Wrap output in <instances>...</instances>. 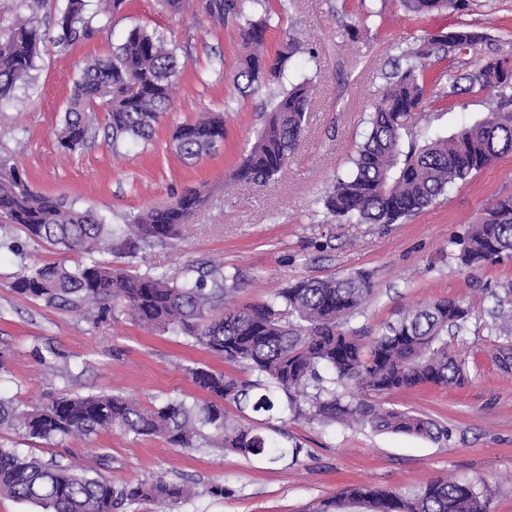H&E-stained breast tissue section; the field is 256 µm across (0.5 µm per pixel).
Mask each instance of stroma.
Wrapping results in <instances>:
<instances>
[{
	"label": "stroma",
	"mask_w": 512,
	"mask_h": 512,
	"mask_svg": "<svg viewBox=\"0 0 512 512\" xmlns=\"http://www.w3.org/2000/svg\"><path fill=\"white\" fill-rule=\"evenodd\" d=\"M269 54L286 34L301 50L287 63L290 82L312 79L305 133L281 175L266 183L235 180L234 173L262 125L261 112L274 89L240 93L234 85L241 55L238 24L209 21L203 11L167 13L159 0H124L97 38L60 55L55 24L64 0H40L39 55L27 82L0 103V153L10 154L32 188L91 209L113 228L148 206H158L187 187L207 193L182 239L148 248L131 260L137 273L179 277L189 266L220 265L235 277L230 303L246 308L268 302L295 280L362 273L373 292L352 320L365 338L413 307L461 300L470 308L465 330L453 343L465 381L420 386L386 396L387 406L422 415L446 427L439 439L381 433L370 427L329 428L302 417L273 419L297 461L269 464L200 445L175 448L121 426L89 438L31 439L0 429V446L60 464L104 457L98 474L114 484L186 480L193 498L176 512H306L350 485L408 491L437 478L485 480L490 487L512 478V370L497 358L512 348V331L500 315L499 298L512 287V258L474 274L461 271L456 240L497 203L512 196V154L453 185L432 205L400 224L336 223L317 200L343 174L366 131L365 119L395 61L427 34L464 22L485 39L462 55L438 54L424 70L426 103L411 125L417 138L452 133L465 120L484 115L491 100L472 91L443 97L451 77L475 72L493 55H512V0H469L466 10L413 16L398 0H270ZM367 30L351 38L349 28ZM164 33L181 63L174 106L149 144L113 152L103 136L66 155L57 133L77 66L111 57L133 28ZM224 111V143L194 165L176 154L172 133L198 113ZM0 236L20 248L0 251V397L23 409L61 396L120 393L150 407L200 397L186 370L209 367L240 379L248 371L213 357L192 340L151 331L120 309L99 318L15 294L11 284L22 265L66 261L59 247L29 241L17 225ZM224 485V496L210 494ZM492 512H512V493L497 490Z\"/></svg>",
	"instance_id": "1"
}]
</instances>
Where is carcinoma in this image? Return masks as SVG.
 I'll return each instance as SVG.
<instances>
[{
	"instance_id": "obj_1",
	"label": "carcinoma",
	"mask_w": 512,
	"mask_h": 512,
	"mask_svg": "<svg viewBox=\"0 0 512 512\" xmlns=\"http://www.w3.org/2000/svg\"><path fill=\"white\" fill-rule=\"evenodd\" d=\"M124 0H100L87 13L86 0H66L56 25L58 53L68 54L92 39L97 16L109 18ZM209 17L225 23L243 21L239 35L244 54L235 81L254 91L282 83L287 62L298 50L288 36L271 60L265 55L269 12L247 16V4L263 7L268 0H199ZM416 16L459 11L466 0H400ZM483 34L463 25L430 37L405 56L389 75L372 105L370 130L351 159V168L337 177L323 207L336 222L400 224L501 156L512 153V58L486 60L459 80L449 94L479 86L494 106L486 116L462 125L449 136L421 142L407 128L408 119L424 103V60L435 51L462 52ZM40 35L33 17L0 27V101L13 96L16 84L34 68ZM179 66L176 48L164 35L138 28L105 60L87 64L74 81L60 130V146L68 153L83 150L96 133V112L103 107L112 148L150 140L159 118L172 108ZM311 88L289 85L274 96L255 142L235 172L244 182L268 181L292 159L304 132ZM180 158L193 164L214 154L224 142V115L203 113L174 132ZM204 203L201 192L188 188L169 203L130 216L122 233L93 211L78 209L61 197L34 191L8 155L0 154V217L22 227L30 240L58 245L83 256L73 266L48 263L24 267L12 283L14 291L48 305L90 314L122 305L140 325L192 339L214 356L241 365L255 375L242 381L206 367L190 369L193 383L206 394L187 404L167 402L146 408L120 395L62 397L32 411L0 398V427L30 438L65 440L90 437L114 425L145 436L160 437L180 448H194L199 439L214 448L271 464L297 460L301 449L288 447L260 426L232 422L224 402L273 418L289 412L307 416L324 427L360 423L372 429L437 439L448 434L436 422L384 405L380 398L423 385H460V374L448 334L464 328L469 309L457 301L439 300L413 308L398 322L381 328L364 345L350 322L371 294L364 274L306 278L274 294L272 301L244 309L229 306L234 291L224 272L185 270L180 281L140 275L96 261L93 254L117 250L135 257L156 244L180 236L188 216ZM461 266L472 274L512 256V197H507L457 242ZM288 320L276 317V308ZM348 383L378 396L355 401L341 388ZM195 494L187 483L158 476L150 483L114 485L91 470H76L28 459L13 448H0V496L31 502L42 512H126L139 501L171 509ZM494 491L483 482L436 479L411 492L382 490L369 484L350 486L322 500L308 512H490Z\"/></svg>"
}]
</instances>
